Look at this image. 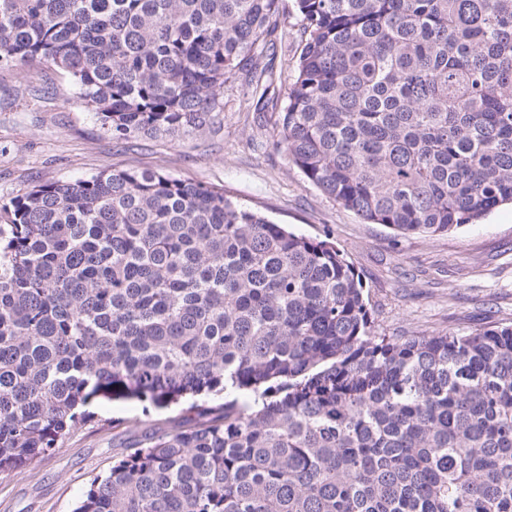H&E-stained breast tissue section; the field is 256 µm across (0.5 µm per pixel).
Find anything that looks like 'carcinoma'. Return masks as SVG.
<instances>
[{"label": "carcinoma", "instance_id": "obj_1", "mask_svg": "<svg viewBox=\"0 0 512 512\" xmlns=\"http://www.w3.org/2000/svg\"><path fill=\"white\" fill-rule=\"evenodd\" d=\"M275 145L368 224L446 233L512 201V0H294ZM280 0H0V53L51 62L115 139L201 129L240 70L273 98ZM327 240L157 171L0 205V475L96 398L196 418L76 512H512V325L372 331ZM235 393L224 397L226 391Z\"/></svg>", "mask_w": 512, "mask_h": 512}]
</instances>
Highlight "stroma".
Returning <instances> with one entry per match:
<instances>
[{"label": "stroma", "mask_w": 512, "mask_h": 512, "mask_svg": "<svg viewBox=\"0 0 512 512\" xmlns=\"http://www.w3.org/2000/svg\"><path fill=\"white\" fill-rule=\"evenodd\" d=\"M303 46L293 0H282L274 85L254 110L245 73L224 86L217 123L201 130L113 139L79 99L70 76L50 65L19 71L0 62V203L46 182L105 170L158 171L223 188L239 205L290 231L326 239L353 264L375 332L438 336L512 323V211L443 235H401L368 224L325 196L274 146ZM187 403L143 408L94 400L87 422L29 468L0 476V512H75L93 481L146 434L186 417Z\"/></svg>", "instance_id": "obj_1"}]
</instances>
